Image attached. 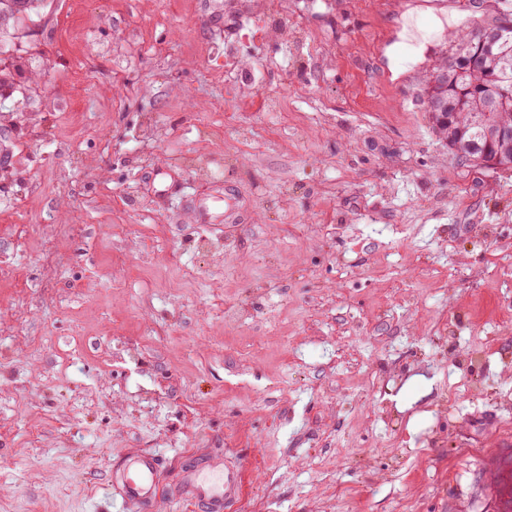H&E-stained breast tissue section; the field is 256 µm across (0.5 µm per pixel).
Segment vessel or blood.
<instances>
[{
	"label": "vessel or blood",
	"mask_w": 512,
	"mask_h": 512,
	"mask_svg": "<svg viewBox=\"0 0 512 512\" xmlns=\"http://www.w3.org/2000/svg\"><path fill=\"white\" fill-rule=\"evenodd\" d=\"M164 471L152 452L124 454L110 464V491L124 512H158ZM244 468L222 455L183 462L172 481L173 495L197 512H234Z\"/></svg>",
	"instance_id": "vessel-or-blood-1"
}]
</instances>
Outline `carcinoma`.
Returning <instances> with one entry per match:
<instances>
[{"label": "carcinoma", "instance_id": "obj_1", "mask_svg": "<svg viewBox=\"0 0 512 512\" xmlns=\"http://www.w3.org/2000/svg\"><path fill=\"white\" fill-rule=\"evenodd\" d=\"M475 57L467 76L468 90L465 92L464 106H458L457 92L453 89L456 70H448V88L441 86L430 88L429 84L422 87L423 98L448 99V127H443L437 113L441 107L426 105L428 120L433 132L442 141H448V152L461 164L470 166L466 161L468 156L483 153L487 147L482 129L471 125L470 113L485 111V99L495 86V76L499 74V63L494 56V50L488 46L474 48ZM22 72V64L14 62L9 68L0 70V98L11 97L10 91L14 85V76Z\"/></svg>", "mask_w": 512, "mask_h": 512}]
</instances>
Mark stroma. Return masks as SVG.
Instances as JSON below:
<instances>
[{
  "label": "stroma",
  "mask_w": 512,
  "mask_h": 512,
  "mask_svg": "<svg viewBox=\"0 0 512 512\" xmlns=\"http://www.w3.org/2000/svg\"><path fill=\"white\" fill-rule=\"evenodd\" d=\"M491 2L48 0L0 33V512H116L137 450L239 460L235 512H512V171L459 165L420 91Z\"/></svg>",
  "instance_id": "35a3bbf8"
}]
</instances>
